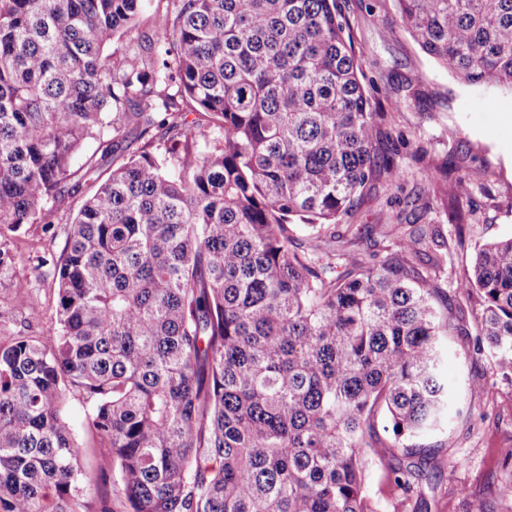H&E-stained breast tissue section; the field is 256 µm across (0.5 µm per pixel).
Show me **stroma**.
I'll list each match as a JSON object with an SVG mask.
<instances>
[{
	"instance_id": "35a3bbf8",
	"label": "stroma",
	"mask_w": 512,
	"mask_h": 512,
	"mask_svg": "<svg viewBox=\"0 0 512 512\" xmlns=\"http://www.w3.org/2000/svg\"><path fill=\"white\" fill-rule=\"evenodd\" d=\"M350 23L361 68V82L373 108L387 113L375 148L392 153L405 172L401 187L374 179L364 192L355 223L365 229L378 224L416 220L451 231L447 207L430 197L417 208L407 207L418 193L421 176L430 165L450 163L472 184V224L462 245L454 247L448 264H471L479 244L512 237V93L473 86L426 54L403 25L395 0H341ZM65 228L55 235L40 226L25 225L12 238L19 254L16 273L37 288L42 308L31 321L49 334L56 327L57 298L51 274L35 275L38 259L60 255ZM470 336L459 334L445 343L441 373L452 393L455 410L440 430L423 439L428 456L438 465L424 471L422 497L427 512H471V501L483 499L498 508L503 474L498 449L512 448V375H503L493 358L469 356ZM482 381L488 394L471 399V381ZM88 407L70 395L68 414L82 448V466L90 487L88 512H126V501L115 492L116 478L100 474L102 452L87 422Z\"/></svg>"
}]
</instances>
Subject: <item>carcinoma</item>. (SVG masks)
<instances>
[{
	"label": "carcinoma",
	"mask_w": 512,
	"mask_h": 512,
	"mask_svg": "<svg viewBox=\"0 0 512 512\" xmlns=\"http://www.w3.org/2000/svg\"><path fill=\"white\" fill-rule=\"evenodd\" d=\"M420 47L512 92V0H396ZM0 0V288L40 307L9 238L69 225L56 328L0 330V512H85L79 393L128 512H377L411 500L448 412L441 346L512 372V238L448 270L433 224H351L376 176L340 0ZM193 119H188L189 115ZM143 141L129 158L130 136ZM108 177L67 214L73 160ZM470 224L471 182L422 180ZM306 225L300 240L290 225ZM389 461L370 465L367 472V493L378 506L379 512H393L392 499L388 495L385 471Z\"/></svg>",
	"instance_id": "carcinoma-1"
}]
</instances>
